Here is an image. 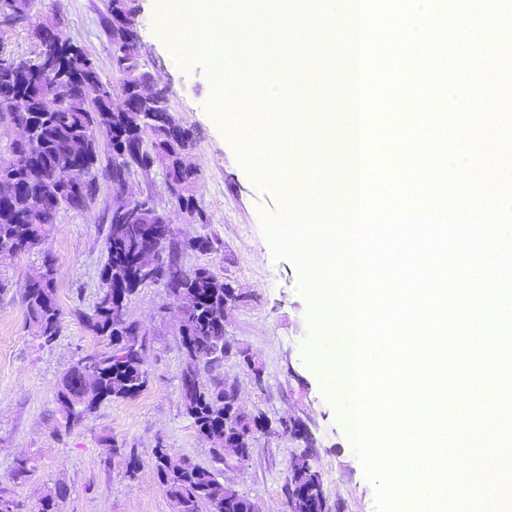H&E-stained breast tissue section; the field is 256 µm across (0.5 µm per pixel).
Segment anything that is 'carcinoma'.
Here are the masks:
<instances>
[{"instance_id":"carcinoma-1","label":"carcinoma","mask_w":512,"mask_h":512,"mask_svg":"<svg viewBox=\"0 0 512 512\" xmlns=\"http://www.w3.org/2000/svg\"><path fill=\"white\" fill-rule=\"evenodd\" d=\"M36 39L28 58L31 70L21 81L0 80V120L17 119L33 124L35 134L28 144L11 142L0 156L20 155L17 166L0 174V249L15 254L42 245L54 231L62 208H81L95 198L99 179L123 181L124 173L138 171L149 176L161 168L167 181L181 183L175 196L177 207L195 204V171L183 167L181 154L191 149L188 128L175 126L169 112L146 113L137 122V102L128 87L136 82L139 50L113 49L112 65L122 76L124 90L113 93L109 83L98 84L99 68L78 45L58 44L60 20L36 9L35 0H12ZM134 21L130 0H105L102 22L111 42L122 27ZM54 48L47 63L54 75L40 70L44 48ZM70 75L68 92H55L58 75ZM125 150L123 168L112 166L115 148ZM170 230L160 216H144L139 224L108 223L104 246L107 261L101 271L102 292L86 324L94 335L108 340L110 350L94 351L77 361L61 378L56 393L59 411L66 423L90 416L105 401L137 395L147 383L138 350L143 344L125 339L135 323L127 314L129 297L143 284L141 272L151 268L153 282L163 284L172 302L182 296L192 307L180 322L185 368L181 379L194 378L199 385L181 388L185 415L198 433L212 445L214 461L224 463V383L201 381L200 367L212 369L224 361V303L234 300L232 289L207 268L188 274L178 266V246L173 238L157 236V229ZM56 271L48 265L24 285L32 334L46 343L59 334L61 312L55 288ZM258 417L243 413L233 417L231 429L245 433L257 428ZM157 478L179 512H251V503L233 486L220 479L219 470L205 468L185 458L176 459L167 448L153 450ZM288 479L319 486L303 462L290 463Z\"/></svg>"}]
</instances>
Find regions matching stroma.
<instances>
[{
    "label": "stroma",
    "mask_w": 512,
    "mask_h": 512,
    "mask_svg": "<svg viewBox=\"0 0 512 512\" xmlns=\"http://www.w3.org/2000/svg\"><path fill=\"white\" fill-rule=\"evenodd\" d=\"M168 5V0H140L136 29L142 70L169 86L171 110L191 132L189 160L199 172L195 197L209 221L182 222L161 172L135 177L134 190L151 193L157 210L170 216L185 271L209 268L242 295L226 312L224 339L231 348L255 354L261 375L253 377L233 357L217 375L237 387L242 409L261 417L264 427L246 466L232 461L223 466L224 481L253 501L257 512H290L288 467L304 443L277 430L276 422L307 414L316 423L314 463L330 504L338 512H383L382 481L367 475L343 402L327 394L325 377L341 366L344 344L336 342L330 360L319 357L316 299L302 291L295 261L276 255L264 231V218L281 217L284 200L270 179L252 173L230 120L215 111L210 64L202 57L188 66L174 64V46L162 24ZM36 7L60 15L63 37L91 54L111 84L119 83L101 21L103 0H37ZM288 10L289 43L311 44L309 51L294 55L306 81L297 85L292 103L283 106L290 115L289 142L324 140L328 147L326 153L293 161L287 144H276L271 160L325 187L324 195L310 201L323 213L339 206L334 191L345 177L346 76L344 61L336 57L344 42L340 29L312 28L302 0H290ZM110 201L108 188H101L88 208L61 210L44 244L0 260V280L9 285L0 293V489L9 492L15 512H37L39 498L50 489L59 493L55 512H176L156 476V445L170 448L173 456L212 464L209 443L183 412L179 323L162 285L139 287L128 304L129 319L146 331V387L134 397L103 403L71 425L58 412L61 376L81 357L107 348L84 316L102 287ZM198 237L213 241V250L190 248V240ZM47 261L56 270L62 311L60 333L48 344L33 336L22 301L26 280ZM21 458L29 467L22 477L16 474ZM132 459L139 461L138 471H130Z\"/></svg>",
    "instance_id": "35a3bbf8"
}]
</instances>
